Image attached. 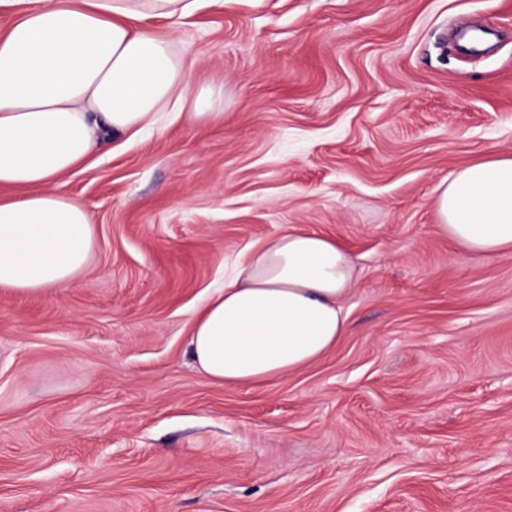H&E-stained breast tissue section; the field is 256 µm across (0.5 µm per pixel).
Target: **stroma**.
Instances as JSON below:
<instances>
[{"mask_svg": "<svg viewBox=\"0 0 512 512\" xmlns=\"http://www.w3.org/2000/svg\"><path fill=\"white\" fill-rule=\"evenodd\" d=\"M174 38L223 119L65 175L87 269L0 293V512H512V255L437 229L438 185L512 153V0H205ZM291 227L350 254L347 333L211 383L196 307Z\"/></svg>", "mask_w": 512, "mask_h": 512, "instance_id": "stroma-1", "label": "stroma"}]
</instances>
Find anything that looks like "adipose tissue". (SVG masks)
<instances>
[{
    "instance_id": "1",
    "label": "adipose tissue",
    "mask_w": 512,
    "mask_h": 512,
    "mask_svg": "<svg viewBox=\"0 0 512 512\" xmlns=\"http://www.w3.org/2000/svg\"><path fill=\"white\" fill-rule=\"evenodd\" d=\"M199 0H0V291L71 287L94 248L87 209L58 181L111 139L162 113L218 120L212 93H192L194 62L173 34ZM153 19L166 30L150 27ZM439 231L463 252L512 254V155L472 163L439 187ZM355 282L330 237L290 229L251 243L190 326L191 356L218 384L280 379L323 357L347 329Z\"/></svg>"
}]
</instances>
